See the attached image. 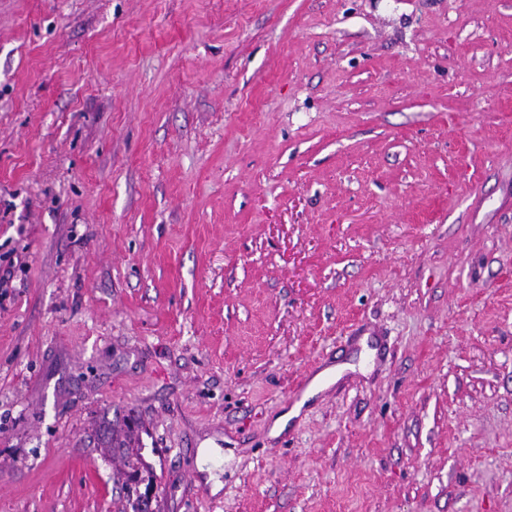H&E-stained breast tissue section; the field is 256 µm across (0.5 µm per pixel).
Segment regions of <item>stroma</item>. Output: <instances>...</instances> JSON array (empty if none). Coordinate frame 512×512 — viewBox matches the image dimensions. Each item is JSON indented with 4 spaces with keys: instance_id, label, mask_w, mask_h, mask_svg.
I'll return each mask as SVG.
<instances>
[{
    "instance_id": "stroma-1",
    "label": "stroma",
    "mask_w": 512,
    "mask_h": 512,
    "mask_svg": "<svg viewBox=\"0 0 512 512\" xmlns=\"http://www.w3.org/2000/svg\"><path fill=\"white\" fill-rule=\"evenodd\" d=\"M4 275L0 512H512V0H0ZM341 372L342 366H330L317 373L303 399L274 419L270 428V436L278 437L286 429L289 421L299 416L305 401L334 383L340 377Z\"/></svg>"
}]
</instances>
